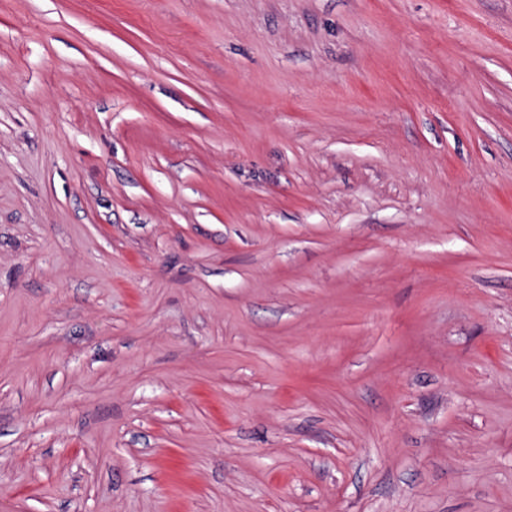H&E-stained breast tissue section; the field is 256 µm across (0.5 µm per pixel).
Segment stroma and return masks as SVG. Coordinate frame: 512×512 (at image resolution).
<instances>
[{
    "mask_svg": "<svg viewBox=\"0 0 512 512\" xmlns=\"http://www.w3.org/2000/svg\"><path fill=\"white\" fill-rule=\"evenodd\" d=\"M0 512H512V0H0Z\"/></svg>",
    "mask_w": 512,
    "mask_h": 512,
    "instance_id": "stroma-1",
    "label": "stroma"
}]
</instances>
